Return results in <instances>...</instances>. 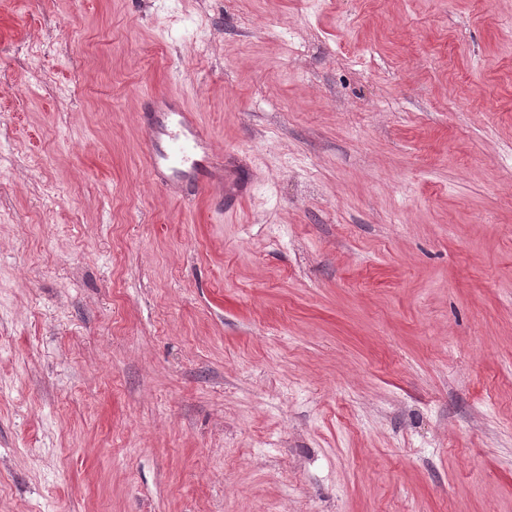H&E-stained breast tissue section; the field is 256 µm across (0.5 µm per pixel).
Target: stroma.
Wrapping results in <instances>:
<instances>
[{
	"label": "stroma",
	"mask_w": 512,
	"mask_h": 512,
	"mask_svg": "<svg viewBox=\"0 0 512 512\" xmlns=\"http://www.w3.org/2000/svg\"><path fill=\"white\" fill-rule=\"evenodd\" d=\"M0 512H512V0H0ZM168 111L146 125V154L155 173L166 168L170 182H193L205 170L201 152L208 149V141L194 120L192 113L172 97Z\"/></svg>",
	"instance_id": "stroma-1"
}]
</instances>
